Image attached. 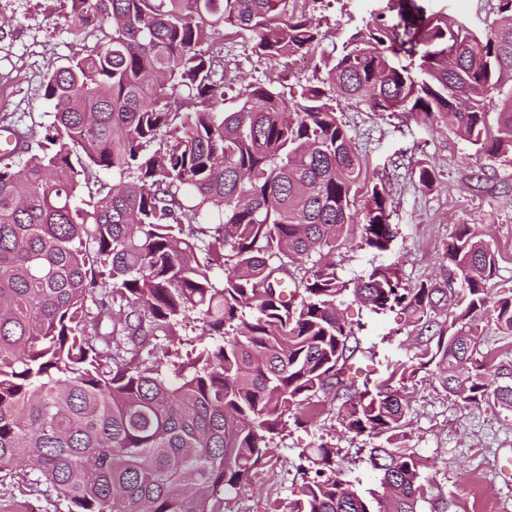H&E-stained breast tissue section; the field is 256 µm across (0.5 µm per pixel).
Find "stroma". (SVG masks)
<instances>
[{"mask_svg": "<svg viewBox=\"0 0 512 512\" xmlns=\"http://www.w3.org/2000/svg\"><path fill=\"white\" fill-rule=\"evenodd\" d=\"M496 0H426L427 12L448 14L484 32L498 19ZM372 0H299L297 10L318 23L322 47L332 50L352 21L372 9ZM89 33L79 27L68 0H0V122L22 120L32 143H40L53 120L44 98V79L82 48ZM316 82L314 63L302 56L271 60L256 54L250 38L224 47V84L274 86L288 100H300ZM337 115L363 161L368 184L383 188L392 204L394 241L378 252L352 231L332 259L346 280L375 269L396 270L404 287L441 284L448 277L445 247L457 225L485 235L496 251L492 291L512 288V158L477 152L442 122L429 124L408 112H375L366 104L339 100ZM434 176L431 186L418 180L420 168ZM346 314L362 347L375 354L368 363V389L382 384L399 364L416 354L419 327L397 326L393 313H376L347 302ZM196 318L179 336L157 337L144 352L147 364L169 368L212 346ZM410 404L406 446L421 462L428 490L424 512H512V484L501 476L512 460V413L469 405L448 397L425 372L405 388ZM322 412L308 424L289 426L271 445L267 462L231 496L223 512H294L304 501L299 464L309 448L328 442L339 450L338 468L360 480L361 491L379 487L365 463L367 436L341 433L336 401L321 400ZM71 506L37 471L0 473V512H70Z\"/></svg>", "mask_w": 512, "mask_h": 512, "instance_id": "1", "label": "stroma"}]
</instances>
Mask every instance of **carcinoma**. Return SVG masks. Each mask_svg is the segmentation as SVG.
Returning a JSON list of instances; mask_svg holds the SVG:
<instances>
[{
	"label": "carcinoma",
	"instance_id": "obj_1",
	"mask_svg": "<svg viewBox=\"0 0 512 512\" xmlns=\"http://www.w3.org/2000/svg\"><path fill=\"white\" fill-rule=\"evenodd\" d=\"M68 2L96 41L47 74L39 150L14 121L26 158L0 164V472L36 466L74 512H221L290 416L331 394L342 432L379 440L383 501L363 499L321 443L305 456L306 512H421L404 381L428 367L454 400L512 412V366L480 348L488 318L512 333V289L488 295L495 250L467 224L442 287L338 275L328 255L358 215L371 248L392 231L378 186L357 207L366 175L334 102L449 116L477 151L511 157L512 0L484 34L387 0L321 52L303 100L249 83L229 107L202 46L247 35L272 60L314 54L319 27L290 0ZM348 297L425 333L418 366L374 395L351 376L368 355ZM191 312L219 342L165 372L146 365Z\"/></svg>",
	"mask_w": 512,
	"mask_h": 512
}]
</instances>
